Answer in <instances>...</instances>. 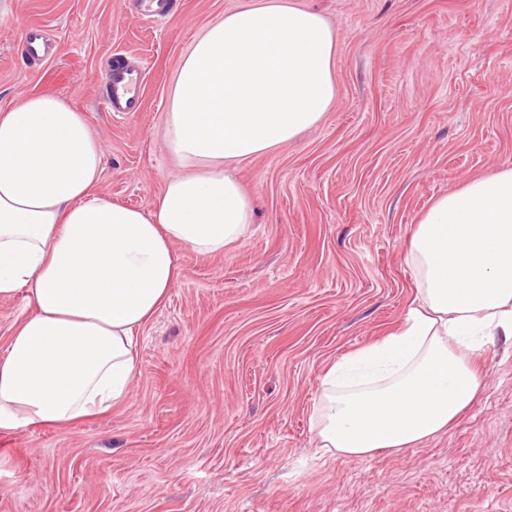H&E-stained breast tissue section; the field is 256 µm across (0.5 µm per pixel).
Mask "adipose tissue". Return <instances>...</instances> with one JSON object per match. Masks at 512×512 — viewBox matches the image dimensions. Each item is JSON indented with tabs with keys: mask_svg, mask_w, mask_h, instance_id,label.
Here are the masks:
<instances>
[{
	"mask_svg": "<svg viewBox=\"0 0 512 512\" xmlns=\"http://www.w3.org/2000/svg\"><path fill=\"white\" fill-rule=\"evenodd\" d=\"M337 36L291 0H252L182 59L165 145L184 167L151 209L97 191L101 147L66 100L33 94L0 113V298L30 311L0 352V431L98 418L127 396L139 333L180 276V244L223 253L252 222L232 164L267 153L332 109ZM406 261L401 325L335 361L315 409L317 447L363 459L448 429L477 399L475 357L512 336V167L439 196Z\"/></svg>",
	"mask_w": 512,
	"mask_h": 512,
	"instance_id": "1",
	"label": "adipose tissue"
}]
</instances>
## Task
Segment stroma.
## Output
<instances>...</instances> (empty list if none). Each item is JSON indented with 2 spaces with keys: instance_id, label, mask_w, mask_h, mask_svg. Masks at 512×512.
<instances>
[{
  "instance_id": "stroma-1",
  "label": "stroma",
  "mask_w": 512,
  "mask_h": 512,
  "mask_svg": "<svg viewBox=\"0 0 512 512\" xmlns=\"http://www.w3.org/2000/svg\"><path fill=\"white\" fill-rule=\"evenodd\" d=\"M250 0H175L164 22L128 0H0V110L31 94L84 113L98 184L147 209L182 168L162 140L195 38ZM337 35L336 102L236 170L247 236L218 256L174 251L180 276L141 331L126 399L98 419L0 432V512H512V337L448 430L360 460L317 449L326 369L395 330L414 293L405 244L440 195L512 166V0H294ZM56 36L29 66L23 30ZM121 58L141 108L99 103Z\"/></svg>"
}]
</instances>
